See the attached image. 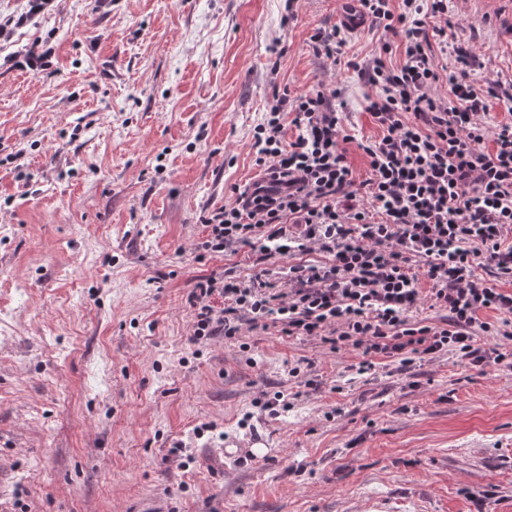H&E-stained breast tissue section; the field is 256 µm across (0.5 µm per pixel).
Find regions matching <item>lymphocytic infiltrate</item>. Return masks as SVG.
Instances as JSON below:
<instances>
[{"label": "lymphocytic infiltrate", "instance_id": "f902f5d3", "mask_svg": "<svg viewBox=\"0 0 512 512\" xmlns=\"http://www.w3.org/2000/svg\"><path fill=\"white\" fill-rule=\"evenodd\" d=\"M362 2L375 26L401 39L383 42L367 67L376 94L366 110L381 136L355 141L335 85L276 96L252 135L261 179L231 187L196 245L203 257L249 246L260 264L315 250L327 261L288 266L281 288L262 273L200 278L188 296L195 335L235 340L252 324L318 336L335 352L362 349V373L380 356L403 370L440 352L503 363L512 356L476 338L512 339V124L481 120L488 92L468 79L471 52L448 41V0ZM438 46L452 48L455 70L438 64ZM395 48L401 61L387 65ZM289 120L299 130L292 141ZM352 142L366 158L362 181L348 160ZM424 302L445 318L410 319ZM487 311L499 319L485 320Z\"/></svg>", "mask_w": 512, "mask_h": 512}]
</instances>
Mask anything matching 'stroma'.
Returning <instances> with one entry per match:
<instances>
[{"instance_id": "obj_1", "label": "stroma", "mask_w": 512, "mask_h": 512, "mask_svg": "<svg viewBox=\"0 0 512 512\" xmlns=\"http://www.w3.org/2000/svg\"><path fill=\"white\" fill-rule=\"evenodd\" d=\"M336 8L0 0V512H477L489 491L512 512V364L381 357L359 375L360 350L312 337L194 336L197 279L260 270L250 247L194 245L256 178L275 94L341 88L366 176L357 143L380 129L361 69L385 33H347L327 58L310 37ZM448 18L494 90L483 121L512 123V45L482 0H448ZM276 392L286 413L255 407Z\"/></svg>"}]
</instances>
